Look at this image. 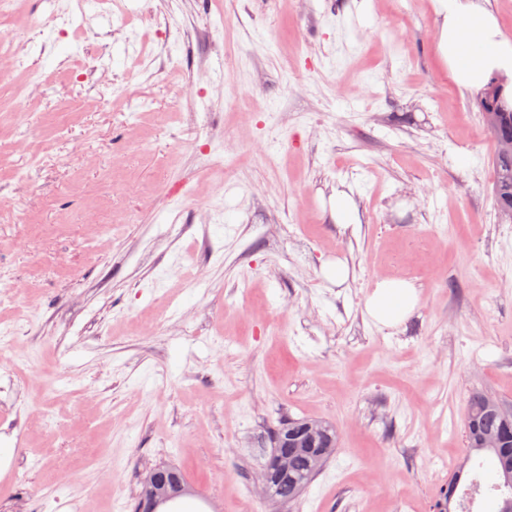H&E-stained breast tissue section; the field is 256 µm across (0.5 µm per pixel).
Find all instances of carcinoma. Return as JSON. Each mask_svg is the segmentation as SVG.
<instances>
[{
    "mask_svg": "<svg viewBox=\"0 0 512 512\" xmlns=\"http://www.w3.org/2000/svg\"><path fill=\"white\" fill-rule=\"evenodd\" d=\"M480 109L500 108L497 127H488L494 152L492 163L496 171L493 196L497 208H512V101L506 93L491 95L488 86L478 93ZM502 402L496 397L473 394L467 404L464 419L466 453L456 468L460 476L468 468L473 456L488 454L493 459L492 468L472 480V489L492 494L502 488L512 494V483L501 481L503 449L487 448L482 442L486 435H499L504 445L512 447V425L503 422L499 407ZM338 434L335 426L325 420L290 418L279 422L273 430V451L265 463L271 474L269 494L283 502L297 500L327 461L336 453Z\"/></svg>",
    "mask_w": 512,
    "mask_h": 512,
    "instance_id": "cac0c4a2",
    "label": "carcinoma"
}]
</instances>
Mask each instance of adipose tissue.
Here are the masks:
<instances>
[{
    "mask_svg": "<svg viewBox=\"0 0 512 512\" xmlns=\"http://www.w3.org/2000/svg\"><path fill=\"white\" fill-rule=\"evenodd\" d=\"M441 19L439 50L449 75L465 90L484 86L494 74L512 81V40L478 0H433ZM419 293L410 280L378 279L365 301L373 324L395 328L415 310Z\"/></svg>",
    "mask_w": 512,
    "mask_h": 512,
    "instance_id": "adipose-tissue-1",
    "label": "adipose tissue"
}]
</instances>
